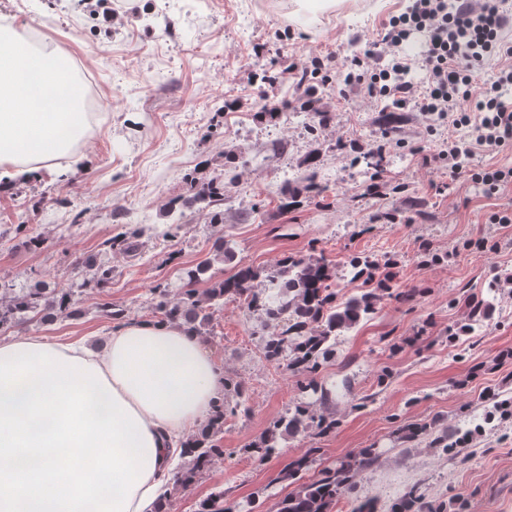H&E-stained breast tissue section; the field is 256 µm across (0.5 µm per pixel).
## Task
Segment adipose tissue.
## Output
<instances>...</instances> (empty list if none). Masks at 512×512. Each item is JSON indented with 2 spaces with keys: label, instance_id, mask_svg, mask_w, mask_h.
Returning <instances> with one entry per match:
<instances>
[{
  "label": "adipose tissue",
  "instance_id": "ef3b65f1",
  "mask_svg": "<svg viewBox=\"0 0 512 512\" xmlns=\"http://www.w3.org/2000/svg\"><path fill=\"white\" fill-rule=\"evenodd\" d=\"M87 123L72 59L0 22V178L58 165ZM226 389L178 321L125 320L96 348L0 339V512H156L176 440Z\"/></svg>",
  "mask_w": 512,
  "mask_h": 512
}]
</instances>
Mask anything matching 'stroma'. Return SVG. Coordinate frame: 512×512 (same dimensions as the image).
<instances>
[{
  "mask_svg": "<svg viewBox=\"0 0 512 512\" xmlns=\"http://www.w3.org/2000/svg\"><path fill=\"white\" fill-rule=\"evenodd\" d=\"M404 6L342 0L302 11L295 0H203L190 11L183 0H0V17L31 26L73 57L93 101L77 163L13 176L11 191L0 192V304L11 290L39 285L70 295L55 320L6 326L0 338L98 336L113 323L108 304L129 318H157L155 287L170 285L178 298L185 272L203 263L210 270L200 292L242 265L271 271L288 257L321 256L344 300L368 288L346 276L350 258L397 263L374 313L337 337L335 357L314 379L330 395L310 410L333 429L280 436L261 460L246 446L305 400L312 379L267 361L260 318L244 300L225 297L201 337L244 387L249 410L227 416L218 435L223 457L190 486H171L167 512H197L218 490L227 512H277L294 489L282 477L292 460L311 457L301 473L309 483L365 450L379 463L354 471L333 512H352L365 498L392 506L416 482L429 501L461 496L468 512H512V418L484 420L494 403L512 399V365L490 367L512 348V300L495 282L496 267H512V226L487 221L512 205V190L488 198L450 179L442 164L422 168L421 155L436 153L452 130L426 126L412 109L386 134L356 86L336 78L304 91L279 77L293 57L340 67L362 56ZM309 94L330 125L303 112ZM273 101L287 103L295 119L265 121L261 112ZM383 135L384 184L372 197L365 189L375 172L360 170L357 158ZM312 155L326 188L320 195L304 189L303 163ZM225 171L232 179L224 184L223 223H211L201 207H182L192 183ZM286 189L299 195L284 211ZM19 224L25 233H16ZM122 231L136 232L137 256L104 250L103 241ZM490 233L498 253L473 247ZM82 260L111 268L104 287H83ZM472 297L490 304L477 321L466 307ZM467 427L477 454L452 465L433 439H456Z\"/></svg>",
  "mask_w": 512,
  "mask_h": 512,
  "instance_id": "1",
  "label": "stroma"
}]
</instances>
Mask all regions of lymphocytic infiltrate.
Here are the masks:
<instances>
[{
	"label": "lymphocytic infiltrate",
	"instance_id": "lymphocytic-infiltrate-1",
	"mask_svg": "<svg viewBox=\"0 0 512 512\" xmlns=\"http://www.w3.org/2000/svg\"><path fill=\"white\" fill-rule=\"evenodd\" d=\"M511 24L505 0H409L364 56L351 60L344 79L358 85L367 101L387 100L399 110L412 106L426 122L466 128V138L448 139L437 156H422L421 164L441 160L450 178H466L493 197L512 186V167H470L466 161L479 150L512 146V99L501 93L512 86V41L503 36ZM415 30L426 34L419 59L402 52ZM490 64L498 67L495 80L474 90L478 73ZM415 68L425 74L422 83L404 78Z\"/></svg>",
	"mask_w": 512,
	"mask_h": 512
}]
</instances>
